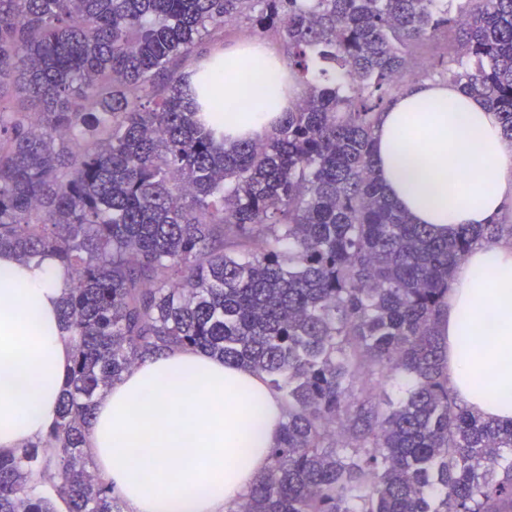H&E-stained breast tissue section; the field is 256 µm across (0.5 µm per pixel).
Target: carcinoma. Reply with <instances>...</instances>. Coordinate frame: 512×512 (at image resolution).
Listing matches in <instances>:
<instances>
[{"label":"carcinoma","mask_w":512,"mask_h":512,"mask_svg":"<svg viewBox=\"0 0 512 512\" xmlns=\"http://www.w3.org/2000/svg\"><path fill=\"white\" fill-rule=\"evenodd\" d=\"M235 22L301 86L260 140L217 133L177 70ZM441 28L447 79L512 141V0H0V251L57 258L73 331L46 444L0 452V512H123L84 453L94 402L173 347L286 407L231 512H512V424L457 401L438 333L452 269L503 226L411 223L373 155Z\"/></svg>","instance_id":"carcinoma-1"}]
</instances>
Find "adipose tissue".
I'll list each match as a JSON object with an SVG mask.
<instances>
[{"label": "adipose tissue", "mask_w": 512, "mask_h": 512, "mask_svg": "<svg viewBox=\"0 0 512 512\" xmlns=\"http://www.w3.org/2000/svg\"><path fill=\"white\" fill-rule=\"evenodd\" d=\"M280 58L258 40L190 71L230 139L274 131L296 98ZM272 78L262 106L252 81ZM374 152L385 193L416 224L449 234L512 206V141L485 102L456 85L417 83L381 112ZM67 273L51 254L0 251V450L44 441L71 364L60 319ZM448 386L469 409L512 421V237L476 246L454 267ZM285 410L255 373L193 348L145 359L97 400L85 445L128 512H232L267 470Z\"/></svg>", "instance_id": "ef3b65f1"}]
</instances>
